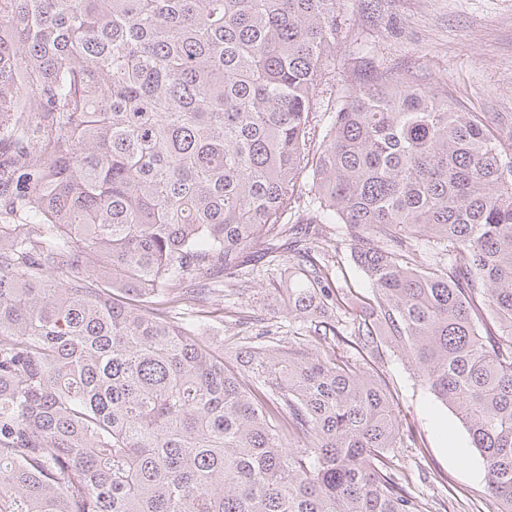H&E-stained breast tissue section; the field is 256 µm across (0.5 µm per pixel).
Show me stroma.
Listing matches in <instances>:
<instances>
[{"label":"stroma","mask_w":512,"mask_h":512,"mask_svg":"<svg viewBox=\"0 0 512 512\" xmlns=\"http://www.w3.org/2000/svg\"><path fill=\"white\" fill-rule=\"evenodd\" d=\"M342 33L329 66L337 86L348 84L350 60L399 71L424 66L445 78L448 91L473 112L512 116V0H342ZM336 241L331 262L336 276V310L356 311L371 290L339 224L324 225ZM287 250L265 257L247 255L241 270L225 277L224 348L240 337L269 332L287 340L300 326L286 310ZM375 368L394 394L403 426L418 445L395 449L394 471L425 512H499L487 488L483 462L454 409L443 406L399 351L386 350Z\"/></svg>","instance_id":"1"}]
</instances>
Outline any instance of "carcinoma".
I'll return each instance as SVG.
<instances>
[{
	"instance_id": "1",
	"label": "carcinoma",
	"mask_w": 512,
	"mask_h": 512,
	"mask_svg": "<svg viewBox=\"0 0 512 512\" xmlns=\"http://www.w3.org/2000/svg\"><path fill=\"white\" fill-rule=\"evenodd\" d=\"M340 2L0 0V512H423L387 348L512 512V136L364 62L320 99ZM336 223L372 288L340 318ZM281 238L352 359L207 333L201 275Z\"/></svg>"
}]
</instances>
